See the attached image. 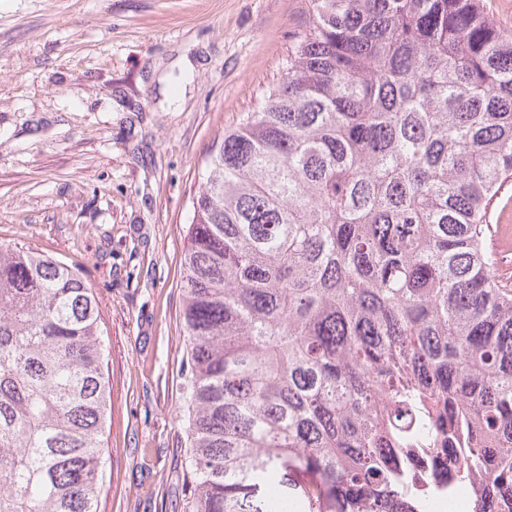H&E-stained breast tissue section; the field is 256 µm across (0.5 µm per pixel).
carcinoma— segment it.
I'll return each mask as SVG.
<instances>
[{"mask_svg":"<svg viewBox=\"0 0 512 512\" xmlns=\"http://www.w3.org/2000/svg\"><path fill=\"white\" fill-rule=\"evenodd\" d=\"M512 32L482 0H312L206 161L184 254L186 512L512 505ZM79 273L0 244V512H97L109 390ZM454 448L448 480L411 451ZM509 199L508 206L500 211V208H497L493 215V224H495L497 227H499L502 231L501 234H498L497 238L499 239L500 244L502 245V240H505V236H503V231H505L504 226L508 224V227L510 229V245L511 250L509 251L510 254L507 257L501 258V266L504 273H507V275L512 276V187L509 189L507 196L504 198ZM503 246V245H502Z\"/></svg>","mask_w":512,"mask_h":512,"instance_id":"carcinoma-1","label":"carcinoma"}]
</instances>
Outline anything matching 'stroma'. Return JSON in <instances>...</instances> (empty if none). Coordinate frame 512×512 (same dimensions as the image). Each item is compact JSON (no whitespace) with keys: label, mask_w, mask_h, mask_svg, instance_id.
<instances>
[{"label":"stroma","mask_w":512,"mask_h":512,"mask_svg":"<svg viewBox=\"0 0 512 512\" xmlns=\"http://www.w3.org/2000/svg\"><path fill=\"white\" fill-rule=\"evenodd\" d=\"M310 16L311 0H0V243L65 262L97 295L98 512H185L192 200Z\"/></svg>","instance_id":"obj_1"}]
</instances>
